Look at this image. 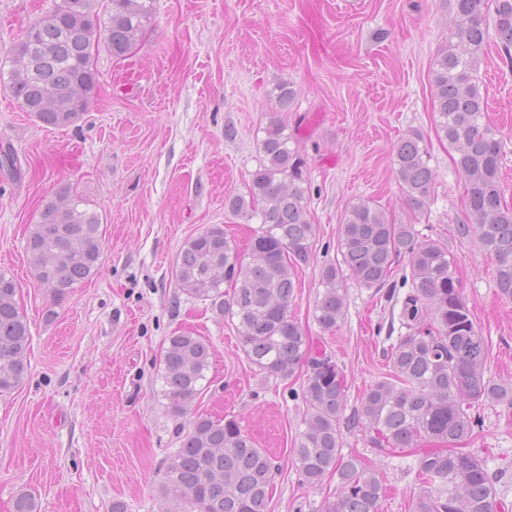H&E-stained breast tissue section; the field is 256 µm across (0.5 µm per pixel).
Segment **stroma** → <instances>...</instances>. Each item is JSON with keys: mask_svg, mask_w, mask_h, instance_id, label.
<instances>
[{"mask_svg": "<svg viewBox=\"0 0 512 512\" xmlns=\"http://www.w3.org/2000/svg\"><path fill=\"white\" fill-rule=\"evenodd\" d=\"M54 0H0V61ZM152 25L118 61L96 56L98 89L76 124L50 129L0 89V270L14 275L31 344L23 382L0 395V512L18 495L38 512H165L159 469L192 416H231L278 465L271 512H321L337 478L299 481L292 448L305 404L302 377L267 381L239 349L230 322L182 294L172 276L190 237L221 225L245 246L255 221L224 202L248 192L269 123L283 124L305 156L316 261L302 269L292 312L312 349L331 355L348 408L388 366L382 351L393 304L347 281L335 332L313 319L321 270L336 261L346 205L367 199L421 238L447 244L463 295L488 344L487 376L512 378V302L495 287V263L478 241L455 235L464 187L437 129L431 63L445 38V0H155ZM487 119L504 145L501 183L512 205V67L489 48L477 71ZM296 90L281 110L276 87ZM420 131L436 178L428 212L413 216L393 165L395 143ZM72 184L103 219L98 274L46 320L51 298L36 280L26 238L42 205ZM178 330L214 349L202 395L183 415L161 394L160 360ZM462 449L496 475L498 512H512V414L486 406ZM368 431L344 434V455L377 468L381 512H412L418 449L380 454Z\"/></svg>", "mask_w": 512, "mask_h": 512, "instance_id": "obj_1", "label": "stroma"}]
</instances>
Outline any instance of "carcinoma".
Wrapping results in <instances>:
<instances>
[{"label": "carcinoma", "mask_w": 512, "mask_h": 512, "mask_svg": "<svg viewBox=\"0 0 512 512\" xmlns=\"http://www.w3.org/2000/svg\"><path fill=\"white\" fill-rule=\"evenodd\" d=\"M107 16L97 24L99 14ZM444 44L431 68L438 132L454 151L464 178L462 238H477L496 261L498 295L512 301V207L500 183L504 153L485 120L487 101L476 81L490 39L512 66V0H448ZM154 0H58L27 25L9 49L11 67H0V84L22 111L45 128L81 120L98 87L92 49L102 45L124 60L151 26ZM35 52L34 64L18 60ZM285 128L271 123L264 154L252 174L248 197L227 202L235 215L255 218L248 253L241 254L221 226L188 238L173 275L183 294L207 301L235 327L247 362L266 380L287 381L307 366L302 395L306 413L293 448L300 481L310 487L337 476L336 497L323 512H379L384 486L379 471L360 456L342 454V427H363L379 452L440 445L417 458L420 489L414 512H497L495 477L470 452H450L469 440L485 405L512 410V380L485 376L488 344L473 322L448 245L421 239L413 224H397L373 202L349 203L339 227L341 260L323 266L313 319L333 332L345 317L346 277L363 288L395 296L392 280L408 260L409 286L399 321L405 332L383 350L389 373L364 392L344 418L346 392L337 362L308 354V338L291 314L297 269L314 261V235L306 195L307 162L289 146ZM425 138L407 134L393 147L392 163L412 213L428 211L435 178ZM102 219L71 186L59 187L33 225L26 252L35 277L59 304L95 276L102 264ZM15 278L0 272V393L23 380L30 346ZM211 346L191 333L169 337L160 374L168 407L184 414L202 393ZM278 467L234 418L200 414L160 468L164 512H269V491Z\"/></svg>", "instance_id": "carcinoma-1"}]
</instances>
